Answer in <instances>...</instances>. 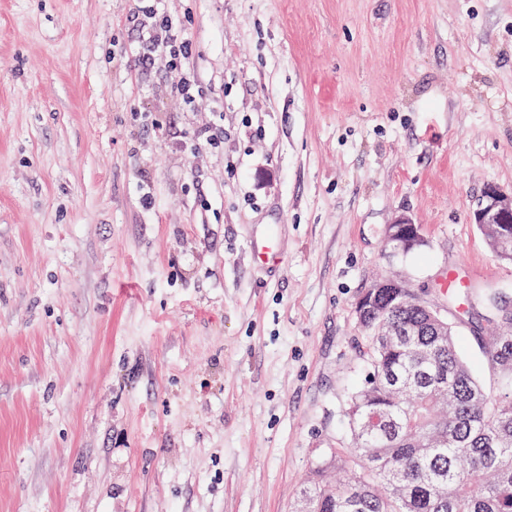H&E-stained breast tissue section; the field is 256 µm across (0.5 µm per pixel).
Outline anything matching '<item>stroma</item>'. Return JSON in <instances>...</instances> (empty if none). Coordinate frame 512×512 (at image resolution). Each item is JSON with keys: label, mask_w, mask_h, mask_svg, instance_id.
<instances>
[{"label": "stroma", "mask_w": 512, "mask_h": 512, "mask_svg": "<svg viewBox=\"0 0 512 512\" xmlns=\"http://www.w3.org/2000/svg\"><path fill=\"white\" fill-rule=\"evenodd\" d=\"M171 7L221 151L137 76L128 0H0V512H295L350 438L379 277L497 388L445 282L512 289L473 216L512 191V0ZM402 215L419 252L387 246ZM207 119L198 130L196 141L186 143V150L195 156L199 150L216 149L224 144V115L220 112H207ZM248 248L255 259L268 267H277L284 262L280 242V226L268 225L248 241Z\"/></svg>", "instance_id": "1"}]
</instances>
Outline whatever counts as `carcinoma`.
I'll return each mask as SVG.
<instances>
[{"mask_svg": "<svg viewBox=\"0 0 512 512\" xmlns=\"http://www.w3.org/2000/svg\"><path fill=\"white\" fill-rule=\"evenodd\" d=\"M512 261V229L485 228ZM504 288H485L487 317L503 332L483 336L499 376L495 394L460 357L453 325L430 314L400 281L379 289V309L360 327L367 370L348 396L351 444L321 459L304 487L310 512H512V321ZM448 380V397L438 380ZM356 467L339 484L343 458Z\"/></svg>", "mask_w": 512, "mask_h": 512, "instance_id": "carcinoma-1", "label": "carcinoma"}]
</instances>
